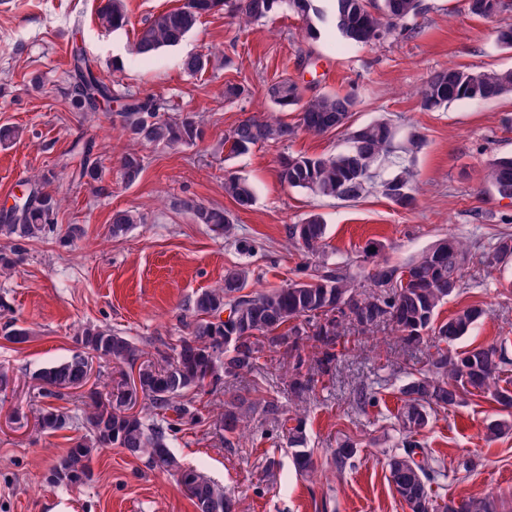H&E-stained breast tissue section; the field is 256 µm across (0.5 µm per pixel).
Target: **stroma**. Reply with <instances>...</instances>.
Returning <instances> with one entry per match:
<instances>
[{"instance_id":"35a3bbf8","label":"stroma","mask_w":512,"mask_h":512,"mask_svg":"<svg viewBox=\"0 0 512 512\" xmlns=\"http://www.w3.org/2000/svg\"><path fill=\"white\" fill-rule=\"evenodd\" d=\"M181 2L125 0L129 23L115 33L98 21L102 0H0V125L22 131L10 147L0 146V206L42 174L46 191L60 201L54 233L30 242L18 265L0 275V325L11 320L31 331L24 343L0 337V512H195L173 477L118 448L95 455L85 484L52 483L50 466L75 432H41L33 411L62 406L74 414L80 402L74 392L60 400L41 396L36 373L71 357L76 331L88 325L111 328L150 351L168 350L180 334L185 303L222 284L233 269L248 271L251 291L286 284L296 268L323 260L357 276L367 246L375 247L377 260L401 265L450 233L470 250L472 278L440 307L439 317L471 304L483 307L459 348L495 345L512 359V263L483 261L501 233L512 234V199L500 198L484 181L489 159L512 154V94L433 111L422 108L417 94L431 71L451 65L512 69V52L496 42L497 20L471 17L465 0H423L411 33L349 47L330 31L306 38L301 21L285 8L246 28L221 10L203 16L178 46L133 59L139 31ZM75 45L115 90L194 111L203 139L134 146L113 131L108 112L70 111ZM197 54L210 55L213 64L192 76L182 62ZM282 79L308 96H356L357 108L333 132H302L285 143L230 154L225 137L248 115L272 111L266 88ZM229 81L247 84L249 96L226 102ZM381 119L391 122L395 145H405L413 133L423 137L404 156L416 188L412 207L394 204L380 190V181L397 171L391 159L377 165V184L352 202L281 183L283 157L340 152L352 130ZM79 138L92 141L106 170L100 188L71 177L80 163L71 145ZM132 149L143 156L144 170L129 186L120 178L119 160ZM231 174L252 185L251 206L225 195L224 178ZM188 200L224 208L233 221L231 236L196 223L184 206ZM118 210L135 211L143 221L115 238L109 228ZM312 214L327 226L321 259L303 256L288 238L289 225ZM75 225L82 232L69 237ZM433 351L428 336L408 347L391 332L353 328L336 341L332 375H314L317 351L305 349L302 373L314 383L302 396L290 392L288 360L280 353H266L252 378L237 380L241 390L264 383L285 409L304 410L314 475L295 470L285 438L274 437V421L261 406L246 410L247 436L225 443L218 422L224 404L208 394L199 398L202 423L180 432L172 450L182 464L223 486L236 512H409L388 480L387 459L402 439L395 420L400 379L426 370ZM363 391L374 394L372 404H357ZM496 416V403L468 396L431 416L421 431L425 448L444 462L435 488L444 500L485 496L497 512H512V433L488 435L486 425ZM347 438L357 442L358 454L339 472L331 451Z\"/></svg>"}]
</instances>
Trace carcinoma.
Returning <instances> with one entry per match:
<instances>
[{"mask_svg": "<svg viewBox=\"0 0 512 512\" xmlns=\"http://www.w3.org/2000/svg\"><path fill=\"white\" fill-rule=\"evenodd\" d=\"M223 6L230 7L246 24L265 19L285 6L305 23V32L312 39L320 36L322 24L332 27L348 45H367L398 31L410 32L411 21L420 13L421 0H326L324 5L320 0H185L181 6L158 14L139 31L134 53L149 55L178 45L203 15ZM465 7L471 16L488 19L511 10L512 4L507 0H466ZM98 20L108 30L126 27L124 0H107ZM72 58L74 111L98 112L120 102L119 111L113 113V125L136 144L170 147L190 145L202 138L203 130L193 113L170 118L164 115L169 105L163 99L130 91L115 94L80 49H73ZM210 64V56L195 55L183 61V69L195 75ZM266 92L276 110L240 120L226 139L230 153L242 155L269 141H290L301 131L332 132L347 123L350 111L357 106L351 95L319 93L306 99L297 83L290 80L275 82ZM508 93H512L511 69L476 71L448 66L427 76L420 97L422 107L433 110L456 101L493 100ZM288 110L298 112L296 123L281 116ZM394 137L392 125L384 120L360 126L351 132L350 145L340 153L283 159L280 181L322 197L356 199L371 182L374 167L394 153ZM142 170L138 154L122 157L120 175L125 184L137 182ZM102 175L103 166L80 163L78 181L93 187L102 181ZM485 179L498 196L512 199V156L488 160ZM381 187L398 206L407 208L415 201L412 173L404 166L381 182ZM30 192L29 205L21 213L0 209V236L8 241V246L0 250L3 272L22 260L30 241L54 232L57 199L37 187ZM224 193L242 207L252 205L255 199L251 184L235 175L224 179ZM189 209L194 220L210 231L222 236L231 234L232 220L223 209L198 203L189 205ZM140 221V216L131 211H118L112 216V235L118 237ZM289 235L306 255L318 257L324 253L326 224L320 216L311 214L301 223L290 225ZM467 255L459 237L444 235L402 266L374 264L367 272L365 285L357 283L347 270L324 263L320 270L299 281L248 293V271H230L223 285L201 292L185 304L177 343L169 353L157 352L154 361L150 352L110 328H83L75 336L80 352L38 372L43 396L61 398L69 390L86 386L91 355L130 369L137 367L138 377L133 380L123 376L107 398L99 390L100 384H93L82 401L80 418L63 407L36 410V425L43 432L67 429L78 421L85 429L84 434L73 438L67 452L53 461L50 481L84 484L92 477V460L98 449L121 448L146 459L150 467L176 476L196 512H235V503L223 488L198 469L181 464L171 452V440L182 427L203 419L189 393L205 390L211 394L224 379H238L255 371L265 352L281 349L293 358L290 385L302 392L309 389L311 379L301 375V341L312 338L319 343L317 362L321 372L328 373L336 367V339L341 331L349 325L370 329L384 323L406 344L418 343L427 334L437 342L429 368L408 373L400 387L402 406L397 419L406 435L401 451L387 461L390 484L410 512H496L495 503L487 497L438 502L433 484L443 471L438 460L413 439L428 425L430 414L447 411L467 395L488 397L505 412L489 421V434L497 436L512 430V362L494 346L456 347L485 311L467 306L446 320H438V308L468 285ZM505 256H512L511 234L499 237L489 254L497 263ZM400 268L408 270L410 279L406 286L392 288L391 277ZM224 312L228 313L225 320L221 318ZM0 332L14 343H24L30 336L29 329L13 322L5 323ZM250 391L257 394L256 401L263 404L266 413L279 419L283 408L277 399L267 395L257 382ZM245 401L246 397L236 390L224 391V415L220 418L224 439L245 437ZM169 411L175 413V418H168ZM294 421L285 433L293 465L303 473H312L315 461L306 447L303 419L296 417ZM357 452V442L350 438L342 441L333 449L336 470H342Z\"/></svg>", "mask_w": 512, "mask_h": 512, "instance_id": "1", "label": "carcinoma"}]
</instances>
